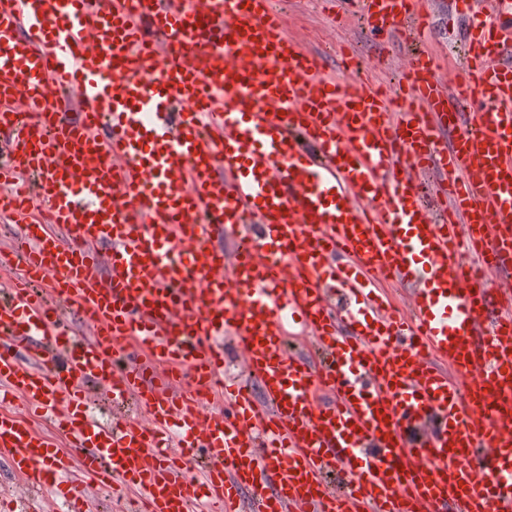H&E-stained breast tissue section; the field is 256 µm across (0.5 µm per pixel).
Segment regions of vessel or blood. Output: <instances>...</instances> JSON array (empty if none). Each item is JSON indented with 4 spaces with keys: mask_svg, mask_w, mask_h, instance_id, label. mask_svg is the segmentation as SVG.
Wrapping results in <instances>:
<instances>
[{
    "mask_svg": "<svg viewBox=\"0 0 512 512\" xmlns=\"http://www.w3.org/2000/svg\"><path fill=\"white\" fill-rule=\"evenodd\" d=\"M335 4L406 46L393 94L273 0H0V215L44 204L0 250V456L72 512L74 468L147 512H512V0H451V87L429 0ZM429 29L423 37V49L433 53L451 80L454 71L462 62L460 48L448 39V0H431Z\"/></svg>",
    "mask_w": 512,
    "mask_h": 512,
    "instance_id": "b4317fda",
    "label": "vessel or blood"
}]
</instances>
